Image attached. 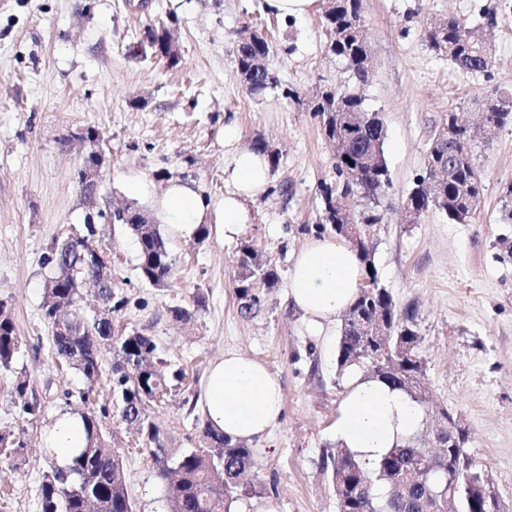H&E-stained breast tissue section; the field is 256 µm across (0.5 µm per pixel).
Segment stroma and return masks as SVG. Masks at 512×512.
Instances as JSON below:
<instances>
[{
  "mask_svg": "<svg viewBox=\"0 0 512 512\" xmlns=\"http://www.w3.org/2000/svg\"><path fill=\"white\" fill-rule=\"evenodd\" d=\"M325 5L313 0L307 16L286 20L267 12L264 0H0V301L24 343L13 371L0 372V429L25 444L22 456L0 458V512H41L43 475L55 465L42 437L56 414L84 408L81 376L55 354L43 289L51 273L45 254L87 228L77 170L89 146L75 132L92 126L101 135L98 208L134 202L128 183L161 175L194 182L218 203L228 189V114L238 119L243 146L260 137L279 154L272 182L289 192L247 201L252 222L243 232L276 266L278 283L262 289L257 316L243 317L233 282L238 243L211 232L169 242L175 279L159 290L138 277L131 231L99 220L95 236L128 299L112 322L153 337L165 369L181 374L150 411L169 459L204 447L196 407L204 375L234 350L266 364L284 392L281 425L252 445L257 482L275 483L280 512H336L319 458L336 444L346 391L334 363L340 325L313 335L287 297L293 255L307 239L301 227L318 222V187L334 177L335 149L280 90L248 93L234 61L247 23L259 16L272 42L264 64L283 84L306 97L347 81L327 47ZM361 11L373 69L361 94L365 109L383 118L392 182L374 244L378 280L399 306L416 307L431 399L464 423L469 454L512 512V257L501 245L512 241V224L499 221L502 188L512 182V125L491 138L471 132L484 194L469 221L431 210L409 224L400 210L446 114L459 108L477 122L486 96L512 90V0H361ZM488 11L497 16L489 30L493 81L463 73L421 38L424 27L448 16L471 24ZM159 26L181 48L177 66L128 52ZM196 292L205 308L189 321L175 319L173 308L191 307ZM19 374L40 404L37 418L22 414L9 394ZM103 430L122 453L135 512H169L146 436L113 415Z\"/></svg>",
  "mask_w": 512,
  "mask_h": 512,
  "instance_id": "1",
  "label": "stroma"
}]
</instances>
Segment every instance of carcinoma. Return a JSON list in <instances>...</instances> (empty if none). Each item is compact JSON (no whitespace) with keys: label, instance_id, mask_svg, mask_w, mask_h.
Returning a JSON list of instances; mask_svg holds the SVG:
<instances>
[{"label":"carcinoma","instance_id":"carcinoma-1","mask_svg":"<svg viewBox=\"0 0 512 512\" xmlns=\"http://www.w3.org/2000/svg\"><path fill=\"white\" fill-rule=\"evenodd\" d=\"M322 24L329 36V51L345 61L350 72L348 85L339 88L335 109L330 111L325 106L326 90L303 98L295 89L282 86L278 77L267 70L253 76L247 91L259 94L267 89H282V97L306 106L328 135L344 130V125L352 121L362 123L359 134L350 139L349 145L337 148L334 179L322 184L319 190L321 210L313 232L317 235L329 232L341 238L343 234L336 228L341 220L329 208L331 201L351 200L360 196L364 187L382 195L391 182L383 122L376 114L364 110V99L359 93L367 84L361 0H329ZM481 34L482 26H469L454 16L441 23L439 29H424L431 50L448 58L460 70L489 82L493 70L488 55L482 52L484 43L478 39ZM252 36V40L237 45L239 69H252L254 61L271 51V41L262 29L255 28ZM167 38L169 32L164 28L148 30L139 56L157 57V46ZM493 101L496 106L483 113L489 137L506 124H512V93H497ZM448 123L455 128L454 136L446 141L433 138L423 172L416 176L415 187L402 204L424 212L435 209L448 220L462 224L476 211L484 186L473 159L465 113L448 112ZM252 150L264 156L270 169L278 167V154L269 151L263 139H256ZM360 213L364 245L357 254L371 286L360 288L356 301L342 320L336 359L338 375L357 367L365 376L403 391L422 407L424 426L439 414L448 419V408L430 406L427 398L415 396L410 385L413 378L425 375L416 310L399 308L391 293L379 285L377 272L371 268L369 243L383 229L384 210L370 204ZM146 219L143 211L131 205L112 210V223L127 225L137 237V269L141 281L154 288L162 281L168 288L173 277V259L159 228L146 223ZM237 258L241 262L234 288L240 309L255 314L262 307V299L253 290L251 280L261 278L270 288L278 281V271L249 239L240 242ZM44 265L51 269L49 278L54 284L44 289L45 316L52 327H58L56 312L66 306L71 308L63 316L66 332L56 330L53 340L59 359L84 380L81 400L85 407L80 415L85 422L87 442L67 468L54 467L44 475L41 512H134L120 453L104 435L101 417L106 415V410L96 409L91 402L102 378L100 342L113 340L116 358L107 381L119 398L120 416L146 433L151 444H159V433L150 421V407L168 391L170 378L164 363L156 359L157 344L152 337L139 332L111 335L108 317L89 316L82 311V291L96 272L84 266L76 253L55 245L45 256ZM104 285L110 293L108 311L121 310L125 297L120 287L110 278ZM20 348L21 338L11 312L0 302V370H11ZM11 397L24 414L32 417L39 414L40 406L28 400L27 381L20 376L15 377ZM203 436L208 448L183 454L173 467L166 458L156 457L170 512H231L233 504L246 503L268 489L275 490V484L266 489L251 478L256 461L245 443L209 427L204 428ZM467 443V431L462 430L453 444H442L443 452L434 457L422 446L416 432L390 449L373 469L365 467L349 449L339 446L323 452L321 466L329 472L337 512H501L492 491V477L476 466L466 449ZM23 449L24 443L15 439L12 432L0 429V455L16 457ZM450 471L457 475L451 490L448 489ZM244 482L253 490L248 497L239 494Z\"/></svg>","mask_w":512,"mask_h":512}]
</instances>
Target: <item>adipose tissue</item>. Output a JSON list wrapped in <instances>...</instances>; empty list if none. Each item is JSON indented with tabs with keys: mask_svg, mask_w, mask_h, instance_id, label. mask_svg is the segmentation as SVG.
<instances>
[{
	"mask_svg": "<svg viewBox=\"0 0 512 512\" xmlns=\"http://www.w3.org/2000/svg\"><path fill=\"white\" fill-rule=\"evenodd\" d=\"M241 138L236 118L226 117L224 180L231 190L221 204H214L194 183L181 179L168 180L158 188L137 181L129 189L153 201L157 218L173 239H192L204 224L214 225L219 236L234 239L250 222L246 200L264 192L271 183L266 160L241 146ZM361 281V263L346 241L313 236L294 258L288 298L321 331L355 302ZM199 406L209 427L233 440L250 443L279 425L283 387L264 363L228 351L211 364ZM421 425L422 411L405 393L357 374L347 385L333 435L339 446L351 449L372 468ZM84 445L83 420L74 412L57 414L43 438L44 448L63 468Z\"/></svg>",
	"mask_w": 512,
	"mask_h": 512,
	"instance_id": "obj_1",
	"label": "adipose tissue"
}]
</instances>
